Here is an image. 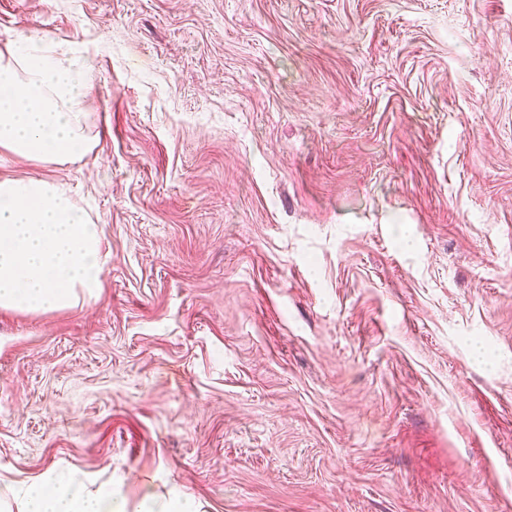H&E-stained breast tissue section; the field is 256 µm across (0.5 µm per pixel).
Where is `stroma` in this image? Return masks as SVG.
Instances as JSON below:
<instances>
[{"mask_svg": "<svg viewBox=\"0 0 512 512\" xmlns=\"http://www.w3.org/2000/svg\"><path fill=\"white\" fill-rule=\"evenodd\" d=\"M87 61L91 153L0 148L103 231L0 310V495L512 512V0H0Z\"/></svg>", "mask_w": 512, "mask_h": 512, "instance_id": "obj_1", "label": "stroma"}]
</instances>
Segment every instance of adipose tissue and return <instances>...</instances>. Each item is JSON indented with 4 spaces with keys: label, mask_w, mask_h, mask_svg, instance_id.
Returning a JSON list of instances; mask_svg holds the SVG:
<instances>
[{
    "label": "adipose tissue",
    "mask_w": 512,
    "mask_h": 512,
    "mask_svg": "<svg viewBox=\"0 0 512 512\" xmlns=\"http://www.w3.org/2000/svg\"><path fill=\"white\" fill-rule=\"evenodd\" d=\"M90 67L21 39L0 51V148L63 162L92 148L84 119ZM108 257L101 229L58 184L0 178V309L48 313L93 298ZM0 512H129L125 497L85 480L35 479Z\"/></svg>",
    "instance_id": "1"
}]
</instances>
